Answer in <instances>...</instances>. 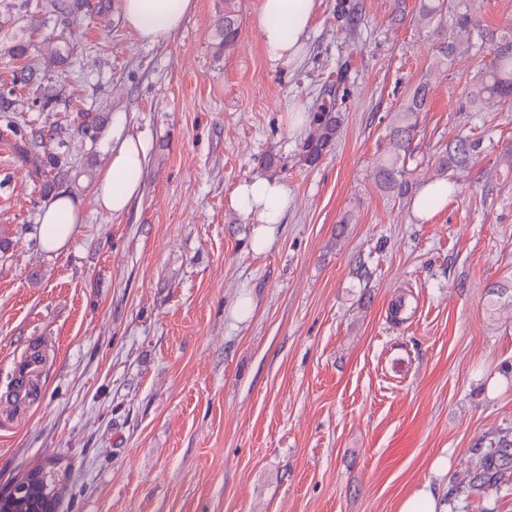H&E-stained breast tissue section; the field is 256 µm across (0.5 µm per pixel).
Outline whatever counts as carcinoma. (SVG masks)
Wrapping results in <instances>:
<instances>
[{
	"label": "carcinoma",
	"instance_id": "obj_1",
	"mask_svg": "<svg viewBox=\"0 0 512 512\" xmlns=\"http://www.w3.org/2000/svg\"><path fill=\"white\" fill-rule=\"evenodd\" d=\"M240 18L234 7V0H224V18L219 24L218 37L224 50H231L240 36ZM486 62L483 77L466 92L462 104L475 106L485 96L497 97L505 102L512 100V34L491 35L486 48ZM438 78L435 69L423 72L411 98L395 113L386 135L378 144V162L375 178L380 189L395 197L403 198L412 190L408 179V162L414 160L413 141L419 133L417 113L424 110L428 91ZM322 102L312 117L311 129L300 144L304 162L317 165L331 150L336 141L340 124L339 113L335 112L334 92L326 89ZM5 126L18 137L26 151L43 152V193L49 195L61 179L67 175L70 161L68 155L54 151L46 143L45 135L27 134L22 131L24 124L18 117L3 115ZM477 143L459 137L445 148L447 157L442 159V169L448 168V160L465 165L469 162ZM512 438L501 435L495 442V450L484 455L475 468L470 480L471 488L483 492L503 483V461L511 456ZM27 482L36 486L34 497L15 505L12 512H58L61 496V480L45 468H36L27 474Z\"/></svg>",
	"mask_w": 512,
	"mask_h": 512
}]
</instances>
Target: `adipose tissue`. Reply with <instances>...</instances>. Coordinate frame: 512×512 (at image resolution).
I'll return each mask as SVG.
<instances>
[{
	"label": "adipose tissue",
	"mask_w": 512,
	"mask_h": 512,
	"mask_svg": "<svg viewBox=\"0 0 512 512\" xmlns=\"http://www.w3.org/2000/svg\"><path fill=\"white\" fill-rule=\"evenodd\" d=\"M195 6L196 0H122L126 27L137 40L149 44L175 34ZM313 9L314 0H260L258 26L268 59L288 63L298 59L308 38ZM107 150L109 164L95 183L94 201L104 211L120 216L142 195L149 142L117 112L112 116ZM231 202L253 222V251L269 249L288 211L287 185L276 178L246 180L234 188ZM80 221L78 200L66 193L54 198L40 215L44 250L57 253L66 248Z\"/></svg>",
	"instance_id": "ef3b65f1"
}]
</instances>
